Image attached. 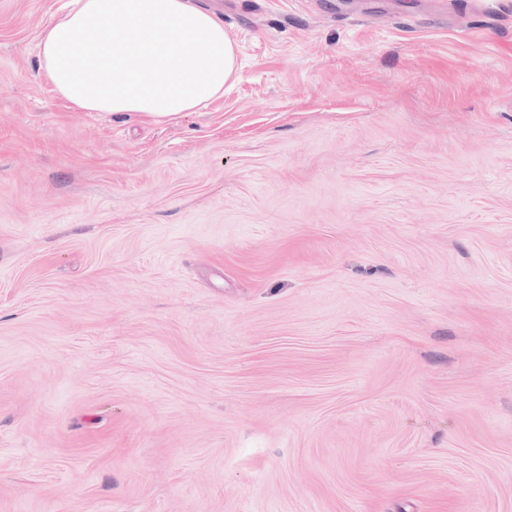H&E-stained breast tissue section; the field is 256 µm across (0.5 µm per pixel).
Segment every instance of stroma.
I'll return each instance as SVG.
<instances>
[{
	"mask_svg": "<svg viewBox=\"0 0 512 512\" xmlns=\"http://www.w3.org/2000/svg\"><path fill=\"white\" fill-rule=\"evenodd\" d=\"M69 2L0 0V512H512V0H197L160 124ZM191 0H74L40 35L56 91L87 112L155 123L196 112L234 76L224 22Z\"/></svg>",
	"mask_w": 512,
	"mask_h": 512,
	"instance_id": "stroma-1",
	"label": "stroma"
}]
</instances>
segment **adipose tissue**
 Instances as JSON below:
<instances>
[{
    "instance_id": "ef3b65f1",
    "label": "adipose tissue",
    "mask_w": 512,
    "mask_h": 512,
    "mask_svg": "<svg viewBox=\"0 0 512 512\" xmlns=\"http://www.w3.org/2000/svg\"><path fill=\"white\" fill-rule=\"evenodd\" d=\"M38 47L56 91L77 108L155 123L205 107L236 70L223 21L190 0H74Z\"/></svg>"
}]
</instances>
